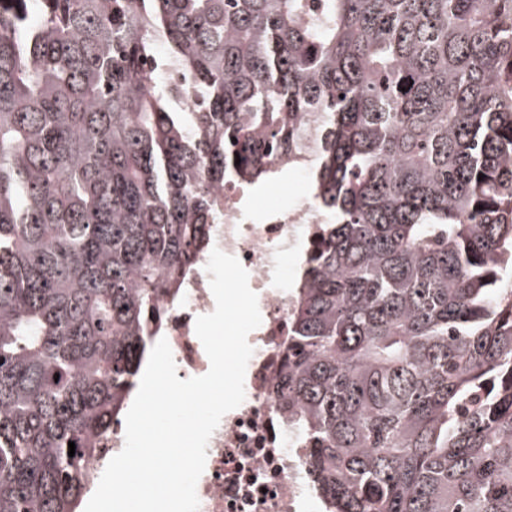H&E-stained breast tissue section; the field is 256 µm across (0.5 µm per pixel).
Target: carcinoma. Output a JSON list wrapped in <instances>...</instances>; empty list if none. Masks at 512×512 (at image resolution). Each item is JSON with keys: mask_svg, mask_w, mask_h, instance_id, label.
I'll list each match as a JSON object with an SVG mask.
<instances>
[{"mask_svg": "<svg viewBox=\"0 0 512 512\" xmlns=\"http://www.w3.org/2000/svg\"><path fill=\"white\" fill-rule=\"evenodd\" d=\"M303 112L332 221L279 401L317 490L512 512V0H0V512H77L217 190Z\"/></svg>", "mask_w": 512, "mask_h": 512, "instance_id": "obj_1", "label": "carcinoma"}]
</instances>
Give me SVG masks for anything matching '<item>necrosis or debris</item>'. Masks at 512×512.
Returning <instances> with one entry per match:
<instances>
[{
	"mask_svg": "<svg viewBox=\"0 0 512 512\" xmlns=\"http://www.w3.org/2000/svg\"><path fill=\"white\" fill-rule=\"evenodd\" d=\"M302 134L291 156L271 160L269 186L284 177H306L311 169L320 115L306 112L297 121ZM224 221L214 225L209 247L237 257L258 297L262 322L248 341L254 353L245 375V399L221 419L207 448L206 467L197 483L199 512H322L310 481L307 451L291 447L288 422L276 388L284 374L288 324L295 305L293 285L283 266L313 240L324 218L311 200L255 215L244 205L245 193L232 180L220 191ZM215 300L204 268L166 305L162 335L170 345L179 379L207 373L210 362L195 333L197 316L211 313Z\"/></svg>",
	"mask_w": 512,
	"mask_h": 512,
	"instance_id": "obj_1",
	"label": "necrosis or debris"
}]
</instances>
